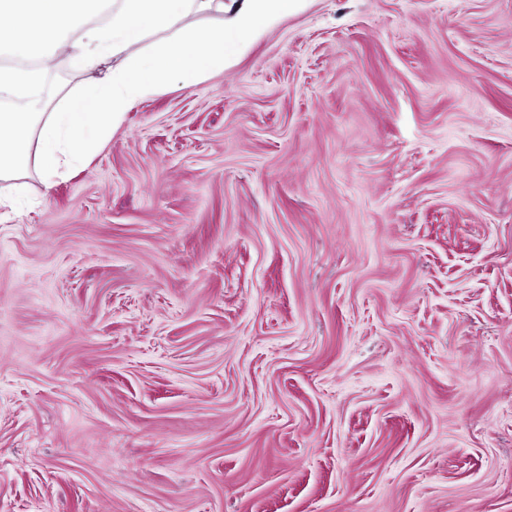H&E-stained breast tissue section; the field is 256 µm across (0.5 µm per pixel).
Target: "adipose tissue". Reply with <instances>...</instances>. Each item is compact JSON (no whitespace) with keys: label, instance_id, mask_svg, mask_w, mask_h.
I'll return each instance as SVG.
<instances>
[{"label":"adipose tissue","instance_id":"ef3b65f1","mask_svg":"<svg viewBox=\"0 0 512 512\" xmlns=\"http://www.w3.org/2000/svg\"><path fill=\"white\" fill-rule=\"evenodd\" d=\"M308 0H0V54L36 62L0 66V92L33 86L57 50L89 75L82 91L48 117L0 113V179L16 177L37 153L46 178L100 149L125 112L169 80L191 87L232 65L246 49ZM215 13L221 27L199 37L186 19ZM78 38H70L72 30Z\"/></svg>","mask_w":512,"mask_h":512}]
</instances>
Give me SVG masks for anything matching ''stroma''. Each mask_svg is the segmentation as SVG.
I'll return each mask as SVG.
<instances>
[{
  "instance_id": "obj_1",
  "label": "stroma",
  "mask_w": 512,
  "mask_h": 512,
  "mask_svg": "<svg viewBox=\"0 0 512 512\" xmlns=\"http://www.w3.org/2000/svg\"><path fill=\"white\" fill-rule=\"evenodd\" d=\"M0 196V512H512V0H310Z\"/></svg>"
}]
</instances>
